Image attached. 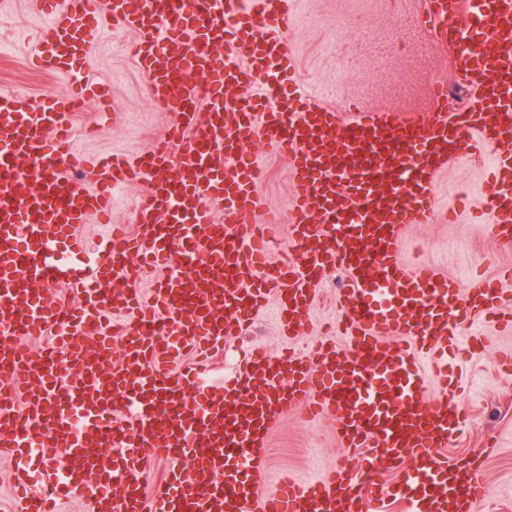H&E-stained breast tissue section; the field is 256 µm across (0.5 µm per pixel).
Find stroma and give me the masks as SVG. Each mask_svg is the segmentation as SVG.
Segmentation results:
<instances>
[{"label": "stroma", "mask_w": 512, "mask_h": 512, "mask_svg": "<svg viewBox=\"0 0 512 512\" xmlns=\"http://www.w3.org/2000/svg\"><path fill=\"white\" fill-rule=\"evenodd\" d=\"M292 12L289 37L295 66L281 78L278 102L309 95L342 115L415 114L427 111L429 87L436 81L447 85L449 108L475 102L473 91L454 80L447 48L422 23L423 0H292ZM44 24L32 0H7L0 7V92L34 105L79 91L71 79L34 65ZM134 41V34L114 21L93 30L90 77L107 84L110 96L105 106L92 102L86 111L70 117L73 149L87 164L114 154L133 158L166 143L172 116L152 101L146 78L127 51ZM249 151L263 170L257 190L268 207L260 220L272 256L290 257L286 220L294 195L292 177L268 148L256 143ZM483 177L465 158L449 162L434 185L446 219L409 225L401 250L408 261L431 265L464 289L501 277L502 299L512 304V280L504 277L512 266V245L498 243L488 232L494 213L474 195ZM145 188V181L137 180L113 189L111 212L92 216L77 230L87 252H94L107 227L134 231V202ZM342 285L341 271L328 269L308 322L290 340L281 334L275 298H268L248 326L225 337L222 352L211 363L210 384L221 385L256 343L274 355L288 349L306 353L320 342ZM428 392L434 397L447 395L460 413L443 456L452 461L474 455L482 464L483 496L476 512H512V328L483 325L476 348L459 356L453 383L445 389L431 385ZM364 464L362 456L340 446L320 419L304 410L291 411L268 434L260 485L271 492L284 474L308 480Z\"/></svg>", "instance_id": "stroma-1"}]
</instances>
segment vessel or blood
<instances>
[{"label":"vessel or blood","instance_id":"1","mask_svg":"<svg viewBox=\"0 0 512 512\" xmlns=\"http://www.w3.org/2000/svg\"><path fill=\"white\" fill-rule=\"evenodd\" d=\"M36 3L48 17L39 56L66 77L91 67L93 25L112 20L137 35V65L153 101L174 115L169 139L178 149L99 163L104 184L142 177L146 190L134 232L110 230L86 259L74 231L109 200L59 180L72 102L35 108L0 94V302L14 314L0 326V452L24 470L64 449L40 484L25 488L20 512H55L60 500L91 512H370L392 501L411 512H472L480 467L440 455L454 411L428 396L423 365H447L459 327L496 316L500 281L462 293L400 247L408 225L436 222L435 178L460 156L488 162L491 232L512 243V0H425L452 71L480 109L449 111L433 89L422 117H342L308 98L269 109L250 94L261 83L274 95L293 65L273 30L289 21V0ZM191 74L209 79L208 101L187 83ZM257 139L280 152L295 186L285 261H271L257 233L262 202L247 151ZM330 265L346 279L344 344H322L309 359L274 358L257 345L218 388H202L203 368L174 369L177 353L201 357L223 345L225 322L244 326L271 294L295 332ZM160 267L167 274L151 296L121 291L112 306L124 318L107 322L102 297L117 275L134 281ZM62 285L81 303L47 299V288ZM23 339L42 341L40 353L22 351ZM301 408L371 464L310 482L284 478L262 493L264 441ZM408 449L413 466L383 481L403 469ZM155 456L169 466L149 492L143 470Z\"/></svg>","mask_w":512,"mask_h":512}]
</instances>
